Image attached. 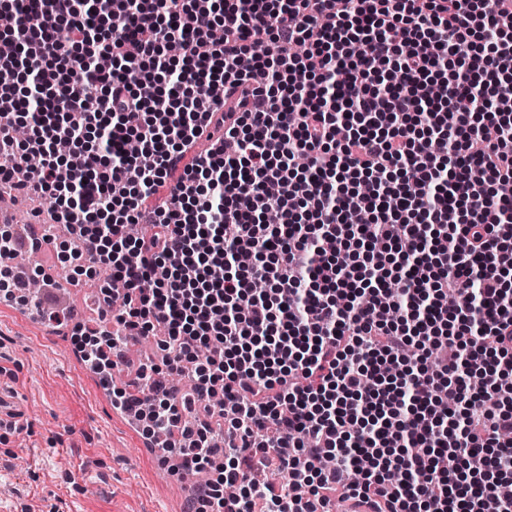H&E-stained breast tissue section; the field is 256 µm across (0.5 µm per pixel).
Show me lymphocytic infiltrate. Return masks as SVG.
<instances>
[{
  "mask_svg": "<svg viewBox=\"0 0 512 512\" xmlns=\"http://www.w3.org/2000/svg\"><path fill=\"white\" fill-rule=\"evenodd\" d=\"M0 14V184L51 199L88 246L71 272L109 273L111 330L74 332L91 368L163 328L146 397L113 396L147 437L181 431L176 473L209 474L191 512H512V0Z\"/></svg>",
  "mask_w": 512,
  "mask_h": 512,
  "instance_id": "1",
  "label": "lymphocytic infiltrate"
}]
</instances>
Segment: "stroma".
<instances>
[{"mask_svg":"<svg viewBox=\"0 0 512 512\" xmlns=\"http://www.w3.org/2000/svg\"><path fill=\"white\" fill-rule=\"evenodd\" d=\"M0 308V512H187L188 482L163 471L140 430L116 417L66 327Z\"/></svg>","mask_w":512,"mask_h":512,"instance_id":"1","label":"stroma"}]
</instances>
